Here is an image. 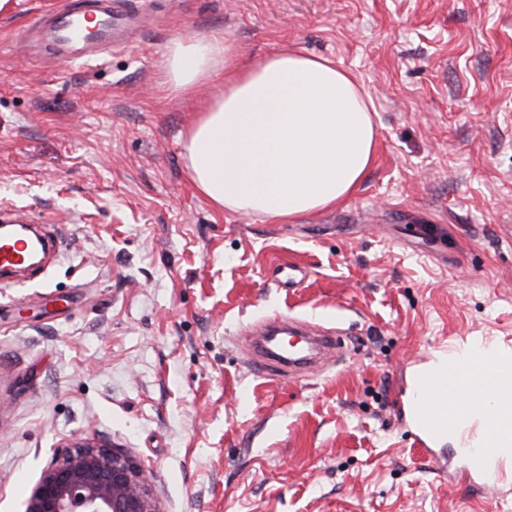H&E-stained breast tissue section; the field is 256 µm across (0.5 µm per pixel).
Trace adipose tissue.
I'll list each match as a JSON object with an SVG mask.
<instances>
[{"label": "adipose tissue", "mask_w": 512, "mask_h": 512, "mask_svg": "<svg viewBox=\"0 0 512 512\" xmlns=\"http://www.w3.org/2000/svg\"><path fill=\"white\" fill-rule=\"evenodd\" d=\"M219 72L223 93L184 140L187 175L213 208L287 221L354 195L376 129L366 93L336 61L282 51L254 64L227 36L189 37L168 48L163 84L189 96Z\"/></svg>", "instance_id": "obj_1"}]
</instances>
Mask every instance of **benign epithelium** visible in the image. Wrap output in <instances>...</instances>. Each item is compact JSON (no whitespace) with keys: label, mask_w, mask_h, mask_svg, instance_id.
<instances>
[{"label":"benign epithelium","mask_w":512,"mask_h":512,"mask_svg":"<svg viewBox=\"0 0 512 512\" xmlns=\"http://www.w3.org/2000/svg\"><path fill=\"white\" fill-rule=\"evenodd\" d=\"M25 512H164L145 467L84 438L56 450Z\"/></svg>","instance_id":"benign-epithelium-1"}]
</instances>
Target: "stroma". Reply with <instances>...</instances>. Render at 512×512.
Masks as SVG:
<instances>
[{
    "instance_id": "obj_1",
    "label": "stroma",
    "mask_w": 512,
    "mask_h": 512,
    "mask_svg": "<svg viewBox=\"0 0 512 512\" xmlns=\"http://www.w3.org/2000/svg\"><path fill=\"white\" fill-rule=\"evenodd\" d=\"M0 12V202L59 255L0 298V512H24L64 442L149 467L164 512H512L420 456L394 393L441 337L512 340V0H121L91 59ZM336 60L370 96L357 192L292 223L219 211L182 147L216 75L161 84L168 47ZM305 267L292 288L277 265ZM341 329L340 360L256 370L263 319Z\"/></svg>"
}]
</instances>
